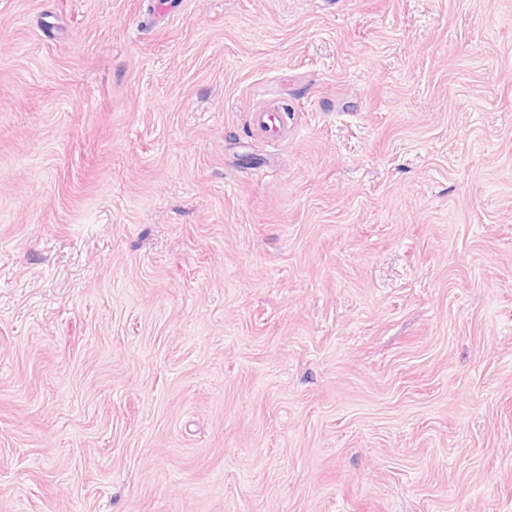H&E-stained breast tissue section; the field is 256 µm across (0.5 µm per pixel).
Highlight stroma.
<instances>
[{"instance_id": "35a3bbf8", "label": "stroma", "mask_w": 512, "mask_h": 512, "mask_svg": "<svg viewBox=\"0 0 512 512\" xmlns=\"http://www.w3.org/2000/svg\"><path fill=\"white\" fill-rule=\"evenodd\" d=\"M156 2L0 0V512H512V0ZM251 121L267 142L282 140L284 130L279 110L275 105H267L251 114Z\"/></svg>"}]
</instances>
